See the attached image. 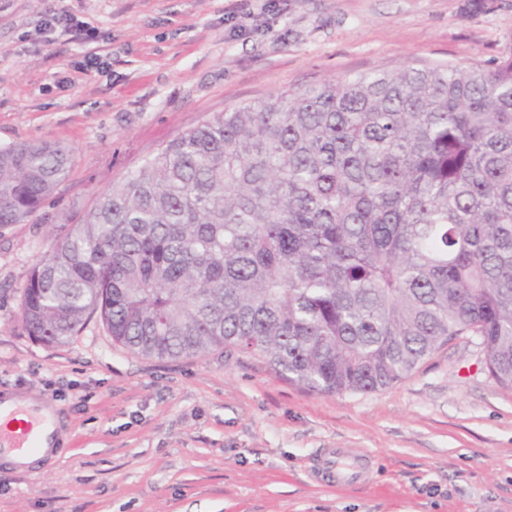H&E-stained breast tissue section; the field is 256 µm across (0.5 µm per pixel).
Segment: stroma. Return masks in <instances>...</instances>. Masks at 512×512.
Returning <instances> with one entry per match:
<instances>
[{"instance_id":"1","label":"stroma","mask_w":512,"mask_h":512,"mask_svg":"<svg viewBox=\"0 0 512 512\" xmlns=\"http://www.w3.org/2000/svg\"><path fill=\"white\" fill-rule=\"evenodd\" d=\"M511 51L512 0H0V147L74 158L30 221L0 228V391L51 402L64 429L43 465L0 463V512H512V389L478 337L387 389L323 396L235 348L138 356L95 319L47 345L21 318L63 225L214 113Z\"/></svg>"}]
</instances>
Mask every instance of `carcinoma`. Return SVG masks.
Listing matches in <instances>:
<instances>
[{"mask_svg": "<svg viewBox=\"0 0 512 512\" xmlns=\"http://www.w3.org/2000/svg\"><path fill=\"white\" fill-rule=\"evenodd\" d=\"M73 164L0 148V227ZM28 335L90 320L145 357L238 348L319 395L408 377L480 339L512 389V52L404 64L224 109L95 198L29 271Z\"/></svg>", "mask_w": 512, "mask_h": 512, "instance_id": "cac0c4a2", "label": "carcinoma"}]
</instances>
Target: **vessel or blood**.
Segmentation results:
<instances>
[{
	"instance_id": "1",
	"label": "vessel or blood",
	"mask_w": 512,
	"mask_h": 512,
	"mask_svg": "<svg viewBox=\"0 0 512 512\" xmlns=\"http://www.w3.org/2000/svg\"><path fill=\"white\" fill-rule=\"evenodd\" d=\"M25 415V428L15 431L0 422V454L9 451L37 453L58 448L59 416L47 403L34 401L27 405L17 404L13 397L0 394L1 416Z\"/></svg>"
}]
</instances>
